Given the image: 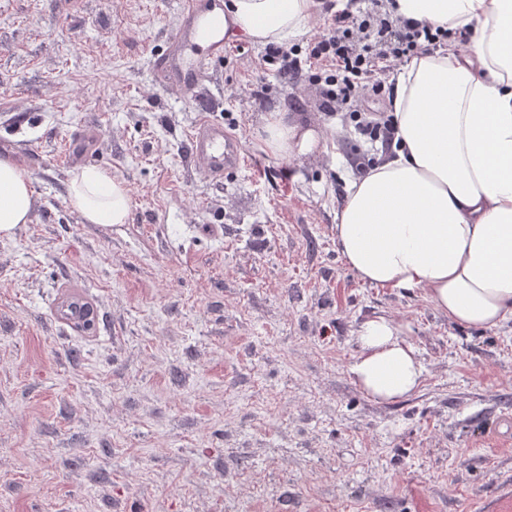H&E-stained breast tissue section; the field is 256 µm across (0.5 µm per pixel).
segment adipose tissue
I'll return each mask as SVG.
<instances>
[{
  "mask_svg": "<svg viewBox=\"0 0 512 512\" xmlns=\"http://www.w3.org/2000/svg\"><path fill=\"white\" fill-rule=\"evenodd\" d=\"M406 19L473 31L466 46L412 58L400 67L393 113L401 147L353 179L336 225L350 269L378 287L418 288L449 322L496 328L512 320V0H396ZM320 0H230L224 24L255 43L284 45L305 32ZM275 156L306 155L324 131L264 118ZM68 202L89 224H123L129 191L111 171H75ZM27 170L0 157V237L28 223ZM404 323L363 322L350 366L372 399L416 392L423 366Z\"/></svg>",
  "mask_w": 512,
  "mask_h": 512,
  "instance_id": "obj_1",
  "label": "adipose tissue"
}]
</instances>
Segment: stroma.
<instances>
[{"label":"stroma","instance_id":"stroma-1","mask_svg":"<svg viewBox=\"0 0 512 512\" xmlns=\"http://www.w3.org/2000/svg\"><path fill=\"white\" fill-rule=\"evenodd\" d=\"M178 22L176 0H0V155L34 190L0 238V512H512V320L462 327L360 280L336 215L378 148L247 37L197 97L161 85ZM203 107L249 160L220 184L188 154ZM273 110L336 154L270 155ZM87 165L126 184V223L70 208ZM65 278L99 299L93 336L50 316ZM378 316L425 369L390 404L349 373Z\"/></svg>","mask_w":512,"mask_h":512}]
</instances>
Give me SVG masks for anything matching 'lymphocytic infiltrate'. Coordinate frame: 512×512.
<instances>
[{
    "label": "lymphocytic infiltrate",
    "instance_id": "obj_1",
    "mask_svg": "<svg viewBox=\"0 0 512 512\" xmlns=\"http://www.w3.org/2000/svg\"><path fill=\"white\" fill-rule=\"evenodd\" d=\"M394 6L395 0H372L369 8L336 12L325 0L324 27L307 47L270 45L263 56L264 64L314 86L326 110L347 113L365 141L388 149L395 142V117L365 111L364 96L393 98L394 68L448 43L447 31L396 16Z\"/></svg>",
    "mask_w": 512,
    "mask_h": 512
}]
</instances>
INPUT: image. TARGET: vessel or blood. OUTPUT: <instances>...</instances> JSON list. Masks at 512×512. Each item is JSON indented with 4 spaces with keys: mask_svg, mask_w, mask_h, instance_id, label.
Wrapping results in <instances>:
<instances>
[{
    "mask_svg": "<svg viewBox=\"0 0 512 512\" xmlns=\"http://www.w3.org/2000/svg\"><path fill=\"white\" fill-rule=\"evenodd\" d=\"M180 23L154 60V73L167 87L183 93L195 91L211 65L224 58L228 43L237 35L224 27V0H180ZM194 163L210 179L220 182L226 171L242 168L241 144L223 124L200 115L189 135ZM86 287L72 281L61 282L53 308L54 318L73 325L79 312L94 305Z\"/></svg>",
    "mask_w": 512,
    "mask_h": 512,
    "instance_id": "obj_1",
    "label": "vessel or blood"
}]
</instances>
